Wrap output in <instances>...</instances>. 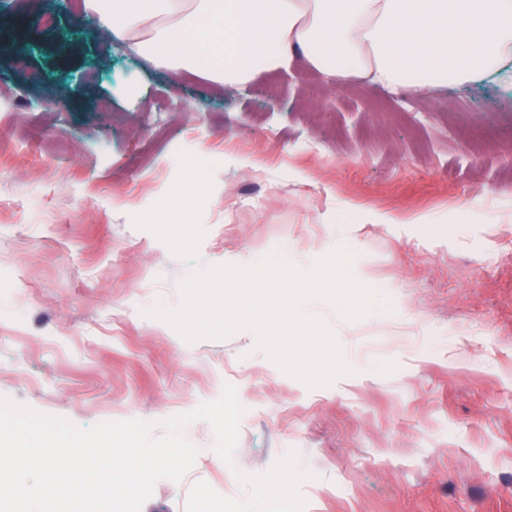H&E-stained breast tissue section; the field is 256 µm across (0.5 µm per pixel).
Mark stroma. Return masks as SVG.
Segmentation results:
<instances>
[{"instance_id":"stroma-1","label":"stroma","mask_w":512,"mask_h":512,"mask_svg":"<svg viewBox=\"0 0 512 512\" xmlns=\"http://www.w3.org/2000/svg\"><path fill=\"white\" fill-rule=\"evenodd\" d=\"M0 17V395L81 427L160 421L216 400L245 408L235 468L197 420L180 481L141 512H185L194 483L228 498L287 450L312 472L305 512H512V74L417 92L305 59L240 86L155 66L82 0ZM81 78L77 92L56 85ZM216 163L199 262L241 251L307 267L337 245L392 310L335 331L351 375L310 389L251 332L186 343L144 317L189 271L131 222L174 182L176 154ZM423 214L358 224L354 207Z\"/></svg>"}]
</instances>
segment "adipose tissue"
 <instances>
[{
	"label": "adipose tissue",
	"mask_w": 512,
	"mask_h": 512,
	"mask_svg": "<svg viewBox=\"0 0 512 512\" xmlns=\"http://www.w3.org/2000/svg\"><path fill=\"white\" fill-rule=\"evenodd\" d=\"M151 62L245 84L304 58L387 88L462 83L512 59V0H83Z\"/></svg>",
	"instance_id": "adipose-tissue-1"
}]
</instances>
